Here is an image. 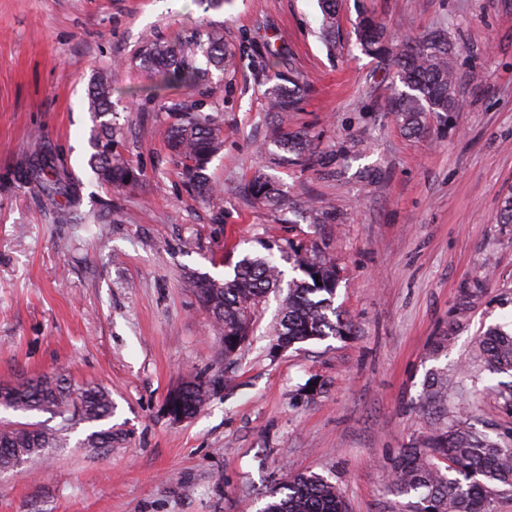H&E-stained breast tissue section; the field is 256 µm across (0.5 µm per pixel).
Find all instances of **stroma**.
Here are the masks:
<instances>
[{
	"label": "stroma",
	"instance_id": "obj_1",
	"mask_svg": "<svg viewBox=\"0 0 512 512\" xmlns=\"http://www.w3.org/2000/svg\"><path fill=\"white\" fill-rule=\"evenodd\" d=\"M370 16L390 47L442 29L456 47L465 103L426 133L387 112L393 67L365 55L355 28ZM318 0H0V384L55 375L108 387L123 440L92 452L78 424L37 472L0 477V512H260L267 491L300 473L330 477L350 512H392L389 463L426 430L431 374L448 375L449 418L491 438L512 433V376L472 361L488 328H512V0H344L336 47ZM221 30L236 56L214 72L207 106L224 120L209 166L212 206L171 160L161 83L140 62L146 36ZM276 49L309 92L290 125L308 130V165L266 151L269 118L255 65ZM112 78L119 150L144 175L111 189L92 178L87 90ZM80 183L79 209L101 224H58L15 179L40 150ZM283 208L243 193L256 171ZM326 211L313 222L308 206ZM316 244L336 265L335 305L354 331L269 349L281 299L226 364L190 282L232 276L244 255ZM445 348H436L439 337ZM210 382L207 405L173 419L170 391Z\"/></svg>",
	"mask_w": 512,
	"mask_h": 512
}]
</instances>
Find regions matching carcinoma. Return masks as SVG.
I'll list each match as a JSON object with an SVG mask.
<instances>
[{
	"label": "carcinoma",
	"instance_id": "cac0c4a2",
	"mask_svg": "<svg viewBox=\"0 0 512 512\" xmlns=\"http://www.w3.org/2000/svg\"><path fill=\"white\" fill-rule=\"evenodd\" d=\"M321 33L325 41L335 38L339 0H320ZM361 50L382 58L387 52L385 31L372 17L360 22L357 32ZM233 55L217 33L195 29L173 41H149L141 58L149 62L166 82L193 95L208 87L212 70H224ZM279 62L265 56L258 64L264 83L266 111L279 117L271 143L283 164L307 159L311 136L288 127V113L298 109L306 93L303 80L278 70ZM395 68L388 112L397 125L410 134H421L427 114L448 117L458 112L462 101L456 94L453 46L441 34H430L400 45L393 60ZM112 86L102 79L87 93L88 110L94 122L89 145V165L100 183L124 189L139 184L141 174L123 158L116 140L112 117ZM164 111L174 117L167 133L171 159L184 181L202 199L212 200L218 190L207 174L208 165L224 150V127L219 116L203 111L193 100H173ZM20 184L39 194L45 207L56 215L58 224H83L87 217L75 205L72 178L59 169L50 154L24 160L17 168ZM250 197L272 208L281 206L282 194L267 177L258 175L244 188ZM295 268L303 278L288 282V295L275 329L272 345L286 349L310 340L348 336L352 323L341 318L334 299L338 286L336 267L321 260L315 248L291 245ZM199 301L208 312L219 335L224 360L232 363L250 336L251 329L268 295L281 288L282 271L268 257L243 256L234 265L231 279L191 275ZM322 285H317V282ZM474 356L493 372H512V333L498 328L487 330L475 343ZM211 389L202 382L189 381L168 397L184 418L198 412L210 399ZM424 402L443 406L448 400V376L434 375L423 393ZM0 406L15 411L49 412L62 418L57 427L32 430L25 423L0 426V471L25 459L33 465L47 453L66 444L70 426L100 424L112 418V393L93 382L76 383L42 375L0 385ZM122 435L112 427L90 432L82 441L85 448L112 447ZM512 488V447L478 433L464 421L437 419L429 431L400 449L392 468L390 492L399 501L395 512H492L491 503L504 487ZM269 502L261 512H347L339 486L319 474H300L268 491Z\"/></svg>",
	"mask_w": 512,
	"mask_h": 512
}]
</instances>
